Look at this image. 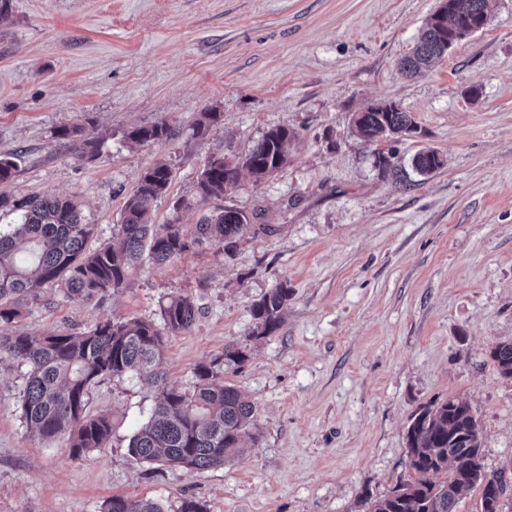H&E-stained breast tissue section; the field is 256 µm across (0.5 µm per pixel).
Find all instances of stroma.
<instances>
[{"label": "stroma", "instance_id": "1", "mask_svg": "<svg viewBox=\"0 0 512 512\" xmlns=\"http://www.w3.org/2000/svg\"><path fill=\"white\" fill-rule=\"evenodd\" d=\"M439 0H12L0 21V155H18L0 193L75 195L96 241L112 238L126 196L158 160L173 176L154 221L193 226L218 205L271 225L232 255L203 247L144 262L105 302L45 288L24 327L83 330L109 315L158 320L167 295H191L195 324L171 337L165 372L189 390L225 345L248 348L224 371L254 403L257 443L195 474L139 465L129 438L148 419L136 375L94 386L91 413L112 418L106 447L73 459L27 432L22 370L0 364V512H99L115 495L176 512H368L410 479L406 431L421 408L466 401L480 421V462L505 472L512 512V380L489 356L512 340V0L414 77L399 70ZM392 101L413 132L367 144L354 113ZM203 112L220 119L204 133ZM170 140L129 148L134 125ZM104 139L87 159L61 127ZM293 131L274 176L241 174L222 201L195 200L207 157L246 153L270 128ZM444 165L422 176L413 157ZM390 155L397 173L376 164ZM292 297L279 330L247 341L254 301Z\"/></svg>", "mask_w": 512, "mask_h": 512}]
</instances>
